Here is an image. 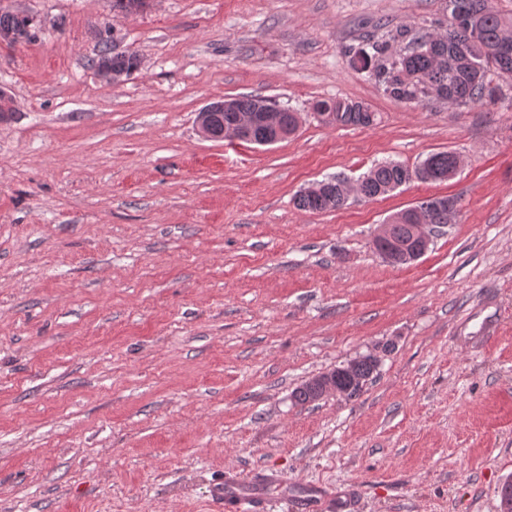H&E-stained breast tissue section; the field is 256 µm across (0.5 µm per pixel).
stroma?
Listing matches in <instances>:
<instances>
[{"label":"stroma","mask_w":512,"mask_h":512,"mask_svg":"<svg viewBox=\"0 0 512 512\" xmlns=\"http://www.w3.org/2000/svg\"><path fill=\"white\" fill-rule=\"evenodd\" d=\"M38 40L0 43V512H214L211 485L271 467L269 512L312 484L356 512H497L512 480V107L387 97L348 54L448 27V0H0ZM113 22L139 69L86 61ZM258 94L300 112L270 146L202 139L200 108ZM369 127L324 123L323 99ZM463 165L338 210L332 176ZM452 196L417 261L371 239ZM375 353L359 397L293 391ZM315 114L332 117L329 123L342 126H371L376 121L375 112L358 103H349L338 99L320 100L314 104ZM318 183L323 184L318 191L315 184L304 190L307 193L300 192L296 196L295 205L299 209L320 213L338 210L346 205L349 197L344 193V185L347 183L344 178L332 177Z\"/></svg>","instance_id":"stroma-1"}]
</instances>
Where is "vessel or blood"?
Masks as SVG:
<instances>
[{
  "mask_svg": "<svg viewBox=\"0 0 512 512\" xmlns=\"http://www.w3.org/2000/svg\"><path fill=\"white\" fill-rule=\"evenodd\" d=\"M278 478L277 471L272 469L245 472L228 468L223 482L212 487L210 498L217 512H265V490ZM293 508L295 512H335L336 499L316 487L297 497Z\"/></svg>",
  "mask_w": 512,
  "mask_h": 512,
  "instance_id": "b4317fda",
  "label": "vessel or blood"
}]
</instances>
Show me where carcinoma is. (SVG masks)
<instances>
[{"mask_svg":"<svg viewBox=\"0 0 512 512\" xmlns=\"http://www.w3.org/2000/svg\"><path fill=\"white\" fill-rule=\"evenodd\" d=\"M144 6V0H112V12L126 16ZM32 19L24 14L0 11V34L19 33L24 42L32 43L37 33L31 27ZM512 30V19L503 18L488 5V0H448V29L437 40L431 35L413 34L407 29H397L385 39H373L351 55V61L375 82L385 95L411 107H424L434 100L435 89L445 91L451 102L458 106L488 102L497 104L506 98L499 86L487 82V73L512 81V56L504 58L495 53V46ZM111 30L105 29L98 53L89 65L97 69L110 65L118 76L128 77L139 68L140 62L131 51H116L110 45ZM270 99L243 95L233 99V108L216 113L210 134L214 139L225 137V130L238 123L242 112H259L273 107ZM315 114L331 117V123L342 126L367 127L376 120L369 107L338 99L320 100L314 104ZM275 139L274 130L260 123L240 128L238 140L250 144L266 145ZM454 153L442 151L429 154L413 166L385 161L375 164L358 179L361 194L367 199L386 195L413 181L438 182L449 180ZM346 180L332 177L321 181L314 193H299L295 205L310 212L338 210L346 205L344 193ZM416 208L422 210L430 224L448 223V198L427 199ZM394 241L409 251L414 248L408 224L395 222L390 229ZM375 366L364 360L354 368H336V389L348 398L358 396L373 379Z\"/></svg>","mask_w":512,"mask_h":512,"instance_id":"1","label":"carcinoma"}]
</instances>
